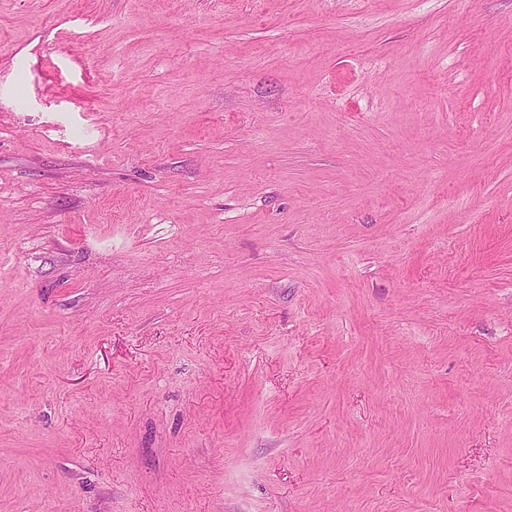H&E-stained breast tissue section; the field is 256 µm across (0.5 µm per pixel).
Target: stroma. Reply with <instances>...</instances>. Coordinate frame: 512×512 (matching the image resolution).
<instances>
[{
	"mask_svg": "<svg viewBox=\"0 0 512 512\" xmlns=\"http://www.w3.org/2000/svg\"><path fill=\"white\" fill-rule=\"evenodd\" d=\"M0 512H512V0H0Z\"/></svg>",
	"mask_w": 512,
	"mask_h": 512,
	"instance_id": "stroma-1",
	"label": "stroma"
}]
</instances>
